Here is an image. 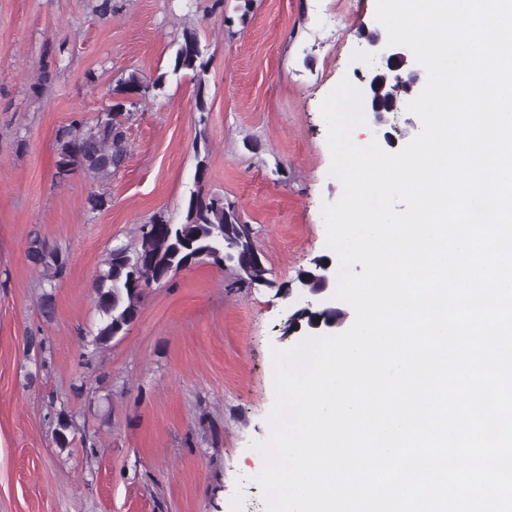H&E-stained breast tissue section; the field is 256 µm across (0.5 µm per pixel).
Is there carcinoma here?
Listing matches in <instances>:
<instances>
[{
	"instance_id": "1",
	"label": "carcinoma",
	"mask_w": 512,
	"mask_h": 512,
	"mask_svg": "<svg viewBox=\"0 0 512 512\" xmlns=\"http://www.w3.org/2000/svg\"><path fill=\"white\" fill-rule=\"evenodd\" d=\"M211 58L206 56L196 31L184 29L182 41L178 43L174 65L170 75L180 79L186 75L195 83L196 110L208 111L202 90L209 71ZM167 74L163 73L152 83L144 82L135 71L121 74L111 89L112 118L104 126H92L87 119H74L58 135L57 160L54 178L63 183L76 172L88 175L92 180L104 181L119 169L128 153L126 124L134 108L124 104L127 94L142 90L141 100L156 97L163 89ZM422 82L421 71L409 67L403 61L385 63L368 79L369 108L373 112L389 114L399 111ZM238 223L234 206L224 202V197H191L185 222L172 224L163 215L153 217L150 223L141 226L138 245L129 249L119 246L108 253L105 269L97 276L96 307L100 316L95 342L107 344L112 339L125 335L140 312L141 300L147 288L167 282L188 258V247L198 252L218 250L223 259L215 261L221 266L233 264L237 279L256 283L265 277L266 269L250 265L247 256H239L227 236L223 235L230 224ZM29 257L42 269L43 283L52 289L62 276L66 261L59 250L34 236L30 241ZM325 259H318L314 267L298 272L296 281L306 291H317L325 284ZM347 313L339 307L332 309L301 308L293 315L285 332L298 327L311 329L322 323L341 327Z\"/></svg>"
}]
</instances>
